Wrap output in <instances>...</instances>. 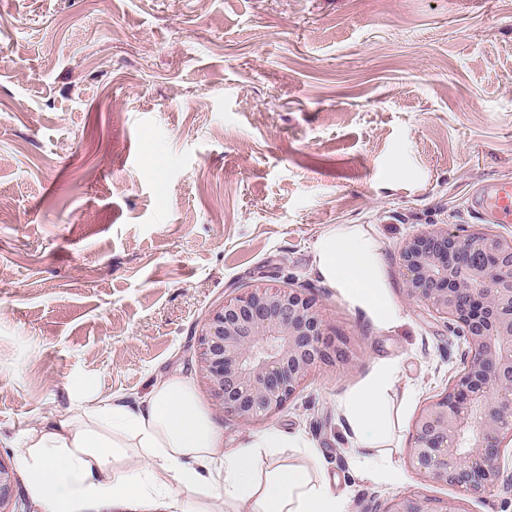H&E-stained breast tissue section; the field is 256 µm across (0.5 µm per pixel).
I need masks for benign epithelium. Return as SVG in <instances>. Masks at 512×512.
<instances>
[{
  "label": "benign epithelium",
  "mask_w": 512,
  "mask_h": 512,
  "mask_svg": "<svg viewBox=\"0 0 512 512\" xmlns=\"http://www.w3.org/2000/svg\"><path fill=\"white\" fill-rule=\"evenodd\" d=\"M409 298L462 331V369L421 410L409 464L434 482L490 491L512 440V237L438 225L399 252ZM315 298L293 288H248L214 309L200 333L199 372L216 405L244 424L280 411L339 349L324 337ZM14 473L0 461V512H15ZM385 512H461L418 494Z\"/></svg>",
  "instance_id": "benign-epithelium-1"
}]
</instances>
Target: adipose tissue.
Listing matches in <instances>:
<instances>
[{
    "label": "adipose tissue",
    "mask_w": 512,
    "mask_h": 512,
    "mask_svg": "<svg viewBox=\"0 0 512 512\" xmlns=\"http://www.w3.org/2000/svg\"><path fill=\"white\" fill-rule=\"evenodd\" d=\"M319 275L373 320L396 310L385 290L374 242L352 230L315 245ZM395 376L381 369L342 404L361 449L387 435L383 399ZM313 455L311 444L276 431L225 449L222 430L200 406L184 377L156 382L141 401L99 399L68 420L29 431L17 457L27 490L42 512H84L109 502L127 512H347L322 469L272 463L278 448Z\"/></svg>",
    "instance_id": "adipose-tissue-1"
}]
</instances>
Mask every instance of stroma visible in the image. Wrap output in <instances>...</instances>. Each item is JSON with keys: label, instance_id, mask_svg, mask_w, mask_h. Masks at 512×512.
Returning <instances> with one entry per match:
<instances>
[{"label": "stroma", "instance_id": "35a3bbf8", "mask_svg": "<svg viewBox=\"0 0 512 512\" xmlns=\"http://www.w3.org/2000/svg\"><path fill=\"white\" fill-rule=\"evenodd\" d=\"M497 180L512 181V0H0V461L82 392L131 403L181 375L225 447L307 440L348 512L413 493L512 512L510 441L490 491L408 462L466 343L399 264L436 224L512 236L475 210ZM352 227L377 246L393 323L317 272V240ZM256 287L313 295L346 360L244 424L197 356L212 310ZM386 364L391 432L368 463L341 404Z\"/></svg>", "mask_w": 512, "mask_h": 512}]
</instances>
